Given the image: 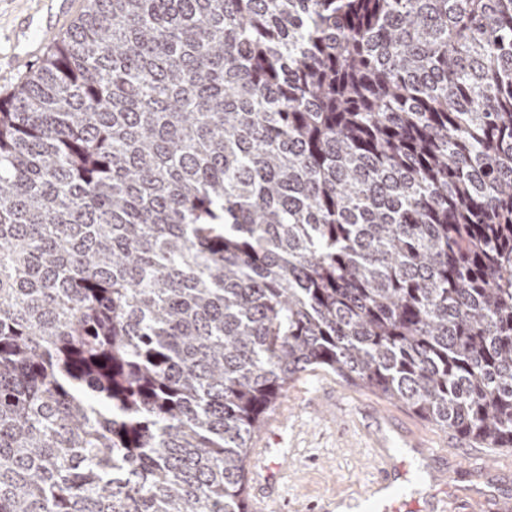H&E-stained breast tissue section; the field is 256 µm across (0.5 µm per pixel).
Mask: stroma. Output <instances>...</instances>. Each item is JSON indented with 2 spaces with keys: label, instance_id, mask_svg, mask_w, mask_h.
<instances>
[{
  "label": "stroma",
  "instance_id": "35a3bbf8",
  "mask_svg": "<svg viewBox=\"0 0 512 512\" xmlns=\"http://www.w3.org/2000/svg\"><path fill=\"white\" fill-rule=\"evenodd\" d=\"M51 7V0H0V97L20 74L12 64L13 30ZM398 421L415 429L426 447L448 449L447 459L408 448L394 428ZM253 445L247 471L260 475L258 491L271 498L273 512H337L340 500L369 489L386 452L404 470L399 512H424L431 500L446 503V512H489L493 498H512V448L462 441L400 403L318 368L289 384Z\"/></svg>",
  "mask_w": 512,
  "mask_h": 512
}]
</instances>
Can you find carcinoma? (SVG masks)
<instances>
[{
  "label": "carcinoma",
  "mask_w": 512,
  "mask_h": 512,
  "mask_svg": "<svg viewBox=\"0 0 512 512\" xmlns=\"http://www.w3.org/2000/svg\"><path fill=\"white\" fill-rule=\"evenodd\" d=\"M309 368L512 448V0H89L0 98V512H250Z\"/></svg>",
  "instance_id": "1"
}]
</instances>
